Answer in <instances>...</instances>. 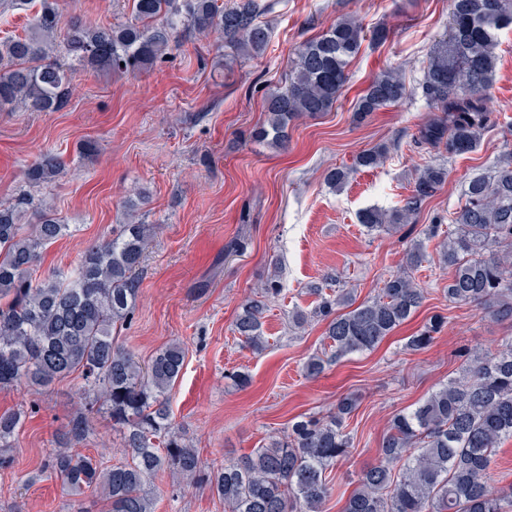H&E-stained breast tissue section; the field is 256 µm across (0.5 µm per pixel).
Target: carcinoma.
Masks as SVG:
<instances>
[{"instance_id":"obj_1","label":"carcinoma","mask_w":512,"mask_h":512,"mask_svg":"<svg viewBox=\"0 0 512 512\" xmlns=\"http://www.w3.org/2000/svg\"><path fill=\"white\" fill-rule=\"evenodd\" d=\"M272 9L271 0H132L130 20L118 26L76 17L61 32L58 0H40L24 35L0 39V109L60 110L77 73L136 74L196 35L218 33L229 64L259 58L270 41L262 18ZM506 28H512V0H451L448 34L435 44L421 83L439 115L418 128L417 146L450 156L476 149L491 123L497 34ZM364 38L359 22L345 17L300 43L284 85L265 93L266 120L255 141L283 148L294 120L329 111ZM406 95L399 74L385 70L365 90L356 119ZM383 155L381 148L367 150L356 166L375 167ZM64 170L57 153L41 154L26 170L29 189L0 203V389L23 385L39 391L79 374L83 406L106 410L129 460L105 467L69 448L89 432L87 418L78 415L63 434L67 447L49 456L45 470L76 494L100 492L107 512H153L151 484L166 471L179 484H204L224 502V512H322L334 491L332 470L353 448L345 425L353 400L345 397L330 415L309 416L250 454L202 471L198 449L175 430L168 404L185 349L171 342L143 364L116 342L117 328L136 306L138 271L156 226L139 219L130 205L128 223L86 247L70 273L32 279L43 251L67 235L69 225L31 189H50ZM447 179L445 167L427 164L402 207L366 209L360 222L370 231H396ZM30 211L35 224L26 230L22 220ZM424 257V243L413 244L405 266L383 281L377 297L358 306L348 291L333 289V273L307 288L316 306L308 313L288 312V323L299 329L325 321L330 340V350L306 360L308 375H320L342 356L374 349L423 304L428 291L413 271ZM441 262L451 269L444 289L449 302L512 318V163L469 180L464 202L452 213ZM281 291L278 280L265 282L235 320L234 331L255 353L266 349L262 319ZM443 324V317H432L409 338L407 349L427 348ZM23 422L21 411L0 414V448L11 447ZM505 439H512V336L467 358L457 378L394 416L377 462L360 470L343 512H512V485L494 489L489 483Z\"/></svg>"}]
</instances>
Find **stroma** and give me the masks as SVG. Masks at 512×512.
I'll return each mask as SVG.
<instances>
[{"label": "stroma", "instance_id": "35a3bbf8", "mask_svg": "<svg viewBox=\"0 0 512 512\" xmlns=\"http://www.w3.org/2000/svg\"><path fill=\"white\" fill-rule=\"evenodd\" d=\"M59 8L65 21L79 15L117 24L129 17L131 2L59 0ZM449 11L450 0H274L265 17L272 33L265 54L237 61L232 71L216 66L214 39L198 37L134 75L79 74L60 111L0 112V202L25 188L26 169L42 152L55 151L65 164L50 202L70 232L43 252L35 278L67 273L90 243L111 237L126 221L125 202L156 225L119 341L144 361L171 342L184 346L169 404L206 467L250 453L305 417L329 415L350 397L357 402L346 421L354 450L334 468V492L323 507L343 512L359 470L376 462L391 418L457 377L464 352L478 354L512 336V322L449 303L437 237L426 239V257L413 272L428 290L426 301L375 349L347 355L311 378L303 366L323 348L326 324L288 327L289 309L314 307L308 288L326 273H335L356 302L376 297L428 225L450 218L470 178L493 174L512 158V29L499 33L491 124L477 148L451 157L414 144L432 114L421 82L432 48L448 33ZM343 16L368 33L386 28L387 40L363 42L336 104L296 120L287 150L257 143L265 91L284 84L302 41ZM386 69L403 77L406 99L357 121L359 98ZM380 144L387 152L379 166H356L360 153ZM425 164L447 167L446 184L400 233L368 232L360 213L402 206ZM335 168L349 173L338 191L326 181ZM233 238L244 250L225 256ZM274 272L284 294L265 314L268 343L256 354L241 345L233 324L246 296ZM436 314L447 323L432 345L407 350L409 336ZM233 371L247 372L250 384L235 386ZM80 384L73 375L39 392L0 389V413H26L8 451L12 464L0 469V512H106L99 494H72L43 469L76 413ZM87 417L90 431L79 450L107 466L124 460L120 433L101 409ZM154 488L155 512H224L208 489H174L169 474L159 475Z\"/></svg>", "mask_w": 512, "mask_h": 512}]
</instances>
